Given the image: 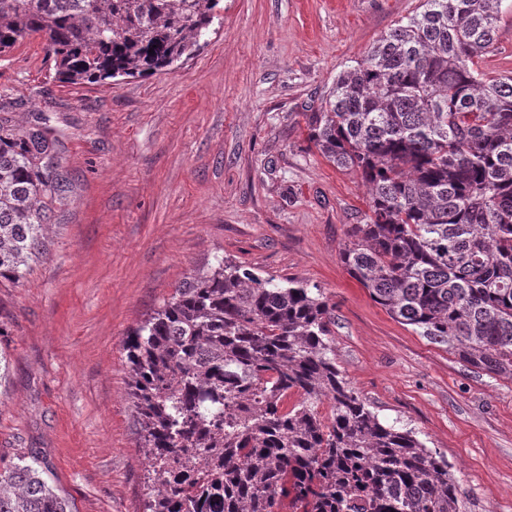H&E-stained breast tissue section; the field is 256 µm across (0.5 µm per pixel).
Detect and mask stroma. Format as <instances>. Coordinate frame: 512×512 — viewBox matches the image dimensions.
<instances>
[{
    "mask_svg": "<svg viewBox=\"0 0 512 512\" xmlns=\"http://www.w3.org/2000/svg\"><path fill=\"white\" fill-rule=\"evenodd\" d=\"M420 4L224 0L173 72L110 84L60 82L40 35L0 53V124L46 122L71 187L47 254L0 278V463L38 456L74 512H143L123 343L218 254L320 289L336 365L371 410L448 458L470 512H512V378L371 299L341 259L367 189L308 138L337 75ZM479 65L512 76V0Z\"/></svg>",
    "mask_w": 512,
    "mask_h": 512,
    "instance_id": "35a3bbf8",
    "label": "stroma"
}]
</instances>
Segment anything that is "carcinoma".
<instances>
[{"instance_id": "obj_1", "label": "carcinoma", "mask_w": 512, "mask_h": 512, "mask_svg": "<svg viewBox=\"0 0 512 512\" xmlns=\"http://www.w3.org/2000/svg\"><path fill=\"white\" fill-rule=\"evenodd\" d=\"M221 0H0V53L43 34L71 84L174 69ZM498 0H422L342 71L308 136L368 187L342 258L371 298L468 364L512 378V76L478 59ZM38 121L0 126V278L42 256L69 183ZM320 292L224 257L124 341L147 460L144 512H470L448 459L382 423L336 367ZM329 402L330 415L319 411ZM0 512H73L34 458Z\"/></svg>"}]
</instances>
